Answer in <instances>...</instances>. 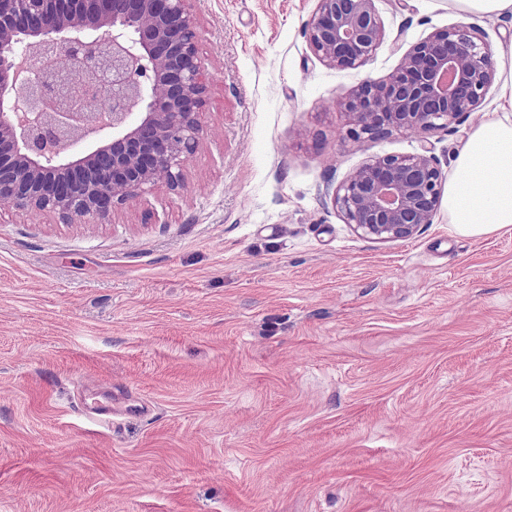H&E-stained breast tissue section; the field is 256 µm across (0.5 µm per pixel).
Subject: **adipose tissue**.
I'll return each mask as SVG.
<instances>
[{
	"label": "adipose tissue",
	"instance_id": "1",
	"mask_svg": "<svg viewBox=\"0 0 512 512\" xmlns=\"http://www.w3.org/2000/svg\"><path fill=\"white\" fill-rule=\"evenodd\" d=\"M498 112L472 129L448 178V222L455 232L481 236L512 224V44L497 48Z\"/></svg>",
	"mask_w": 512,
	"mask_h": 512
}]
</instances>
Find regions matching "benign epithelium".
<instances>
[{
  "label": "benign epithelium",
  "mask_w": 512,
  "mask_h": 512,
  "mask_svg": "<svg viewBox=\"0 0 512 512\" xmlns=\"http://www.w3.org/2000/svg\"><path fill=\"white\" fill-rule=\"evenodd\" d=\"M195 2L0 0L1 206L103 224L159 185L183 188L211 80ZM305 38L321 63L360 69L385 29L375 0H317ZM495 77L489 43L460 24L411 45L384 80L331 100L354 138L400 133L420 151L372 156L322 197L362 237L413 238L434 223L445 181L428 134L464 123Z\"/></svg>",
  "instance_id": "7a95c632"
}]
</instances>
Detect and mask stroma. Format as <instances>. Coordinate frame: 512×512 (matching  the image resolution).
I'll return each instance as SVG.
<instances>
[{"mask_svg":"<svg viewBox=\"0 0 512 512\" xmlns=\"http://www.w3.org/2000/svg\"><path fill=\"white\" fill-rule=\"evenodd\" d=\"M316 4L197 0L216 80L183 192L108 224L0 207V512H512V225L462 236L442 207L379 242L319 196L419 149L328 106L397 68L396 34L495 48L512 15L376 0L352 70L311 54ZM498 96L431 136L443 173Z\"/></svg>","mask_w":512,"mask_h":512,"instance_id":"obj_1","label":"stroma"}]
</instances>
